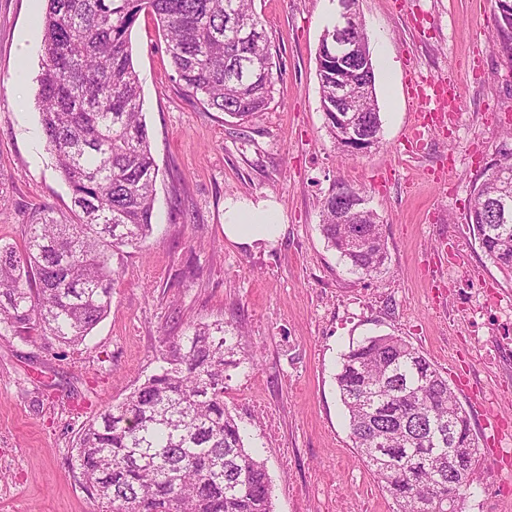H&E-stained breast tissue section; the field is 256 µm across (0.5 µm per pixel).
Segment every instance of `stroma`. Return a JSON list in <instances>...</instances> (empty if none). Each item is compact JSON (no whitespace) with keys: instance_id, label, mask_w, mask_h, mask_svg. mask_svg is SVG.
Segmentation results:
<instances>
[{"instance_id":"obj_1","label":"stroma","mask_w":512,"mask_h":512,"mask_svg":"<svg viewBox=\"0 0 512 512\" xmlns=\"http://www.w3.org/2000/svg\"><path fill=\"white\" fill-rule=\"evenodd\" d=\"M46 0H0V243L22 244L38 204L71 205L40 124ZM369 37L381 142L349 152L320 103L317 52L339 0H255L282 76L265 112L242 123L175 80L157 25L132 35L159 166L154 231L113 256L108 316L84 343L0 336V512H94L71 471L82 425L153 374L163 340L219 321L258 362L228 368L224 402L267 461L274 512H393L348 437L336 385L349 345L405 337L447 377L482 450L465 512H512V280L464 216L512 113V67L490 45V0H357ZM457 86L454 125L405 135L418 110L408 71ZM361 192L383 226L386 273L349 274L319 230L338 186ZM271 201L284 230L258 249L224 237L226 201Z\"/></svg>"}]
</instances>
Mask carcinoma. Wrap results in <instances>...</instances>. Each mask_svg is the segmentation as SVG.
<instances>
[{"label":"carcinoma","mask_w":512,"mask_h":512,"mask_svg":"<svg viewBox=\"0 0 512 512\" xmlns=\"http://www.w3.org/2000/svg\"><path fill=\"white\" fill-rule=\"evenodd\" d=\"M492 7V49L512 62V0ZM143 12L163 33L176 81L201 105L245 120L272 98L280 76L253 0H46L36 99L71 206L35 207L23 245L0 244V336L36 329L64 346L82 343L111 307L112 256L152 235L159 168L131 46ZM347 68L375 85L373 61ZM319 78L334 135L329 77ZM367 109L379 136L373 92ZM336 213L333 192L319 224L328 246L349 273L375 278L387 258L377 216L365 218L369 238L353 246L359 225L336 223ZM465 223L512 279V196L476 182ZM244 361L256 363V353L220 322L165 341L157 372L79 436L73 472L98 512H273L265 460L224 404V372ZM336 384L352 447L396 512H445L450 483L461 512L479 484L481 452L467 411L430 360L401 336H371L342 355ZM450 448L460 449L452 475Z\"/></svg>","instance_id":"obj_1"}]
</instances>
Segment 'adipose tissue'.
Masks as SVG:
<instances>
[{"label":"adipose tissue","instance_id":"adipose-tissue-1","mask_svg":"<svg viewBox=\"0 0 512 512\" xmlns=\"http://www.w3.org/2000/svg\"><path fill=\"white\" fill-rule=\"evenodd\" d=\"M283 229L278 212L267 201L224 208V236L234 244L259 247L277 239Z\"/></svg>","mask_w":512,"mask_h":512}]
</instances>
